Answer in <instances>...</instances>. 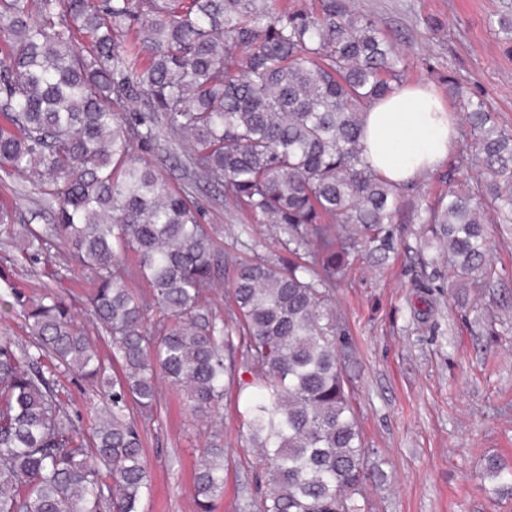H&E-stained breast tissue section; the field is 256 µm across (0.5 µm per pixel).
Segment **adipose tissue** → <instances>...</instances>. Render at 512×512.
I'll list each match as a JSON object with an SVG mask.
<instances>
[{"mask_svg":"<svg viewBox=\"0 0 512 512\" xmlns=\"http://www.w3.org/2000/svg\"><path fill=\"white\" fill-rule=\"evenodd\" d=\"M364 144L373 167L395 184L413 182L444 162L457 120L427 86L402 88L364 117Z\"/></svg>","mask_w":512,"mask_h":512,"instance_id":"obj_1","label":"adipose tissue"}]
</instances>
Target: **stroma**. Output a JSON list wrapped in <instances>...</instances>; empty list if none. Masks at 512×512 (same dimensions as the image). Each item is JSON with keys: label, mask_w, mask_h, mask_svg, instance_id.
Listing matches in <instances>:
<instances>
[{"label": "stroma", "mask_w": 512, "mask_h": 512, "mask_svg": "<svg viewBox=\"0 0 512 512\" xmlns=\"http://www.w3.org/2000/svg\"><path fill=\"white\" fill-rule=\"evenodd\" d=\"M395 36L408 82L431 86L454 115L458 101L446 78L483 95L512 126V42L498 27L512 0H347ZM37 177H0V207L36 211L37 226L52 217ZM448 189L440 170L417 180L401 200L385 260L355 250L345 280L328 304L336 316V347L351 393L362 443L373 467L362 495L370 512H512V495H496L488 458L512 467V230L486 227L492 277L477 287L448 270V252L424 224L425 208ZM203 223L224 250V279L247 257L245 236L285 257L269 225L243 220L224 205V192L194 193ZM59 272L57 291L89 335H100L88 311L89 274L66 264L57 249L38 261L0 239V294L15 288L42 294L47 270ZM161 409L143 425L150 491L139 512H196L195 465L210 443L224 448V494L215 512H244L263 487L249 465L250 447L236 390L226 391L218 416L194 417L183 394L161 384Z\"/></svg>", "instance_id": "obj_1"}]
</instances>
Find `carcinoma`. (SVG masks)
I'll list each match as a JSON object with an SVG mask.
<instances>
[{
  "instance_id": "carcinoma-1",
  "label": "carcinoma",
  "mask_w": 512,
  "mask_h": 512,
  "mask_svg": "<svg viewBox=\"0 0 512 512\" xmlns=\"http://www.w3.org/2000/svg\"><path fill=\"white\" fill-rule=\"evenodd\" d=\"M0 168L39 177L55 224L0 210V233L35 257L49 240L90 274V337L65 298L11 294L29 340L0 337V512H139L149 490L137 418L160 406L158 378L191 415L218 414L243 357L250 465L266 478L258 512H366L365 450L327 297L415 183L372 166L362 117L405 84L401 51L346 0H0ZM145 95L149 111L123 110ZM467 150L448 173L476 180L427 208L458 276L488 274L484 225L512 224V129L463 101ZM147 148L174 158V187ZM277 226L286 262L236 264L220 315L207 295L225 259L189 189ZM137 278L150 293L129 285ZM154 312L160 319L147 327ZM96 389L89 425L59 376ZM224 493V450L194 474L197 512Z\"/></svg>"
}]
</instances>
